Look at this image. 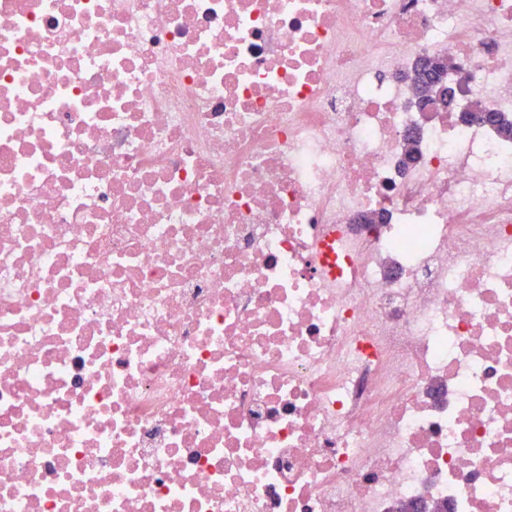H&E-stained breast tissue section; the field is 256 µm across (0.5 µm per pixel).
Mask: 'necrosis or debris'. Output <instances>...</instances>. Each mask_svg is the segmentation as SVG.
<instances>
[{
    "label": "necrosis or debris",
    "mask_w": 512,
    "mask_h": 512,
    "mask_svg": "<svg viewBox=\"0 0 512 512\" xmlns=\"http://www.w3.org/2000/svg\"><path fill=\"white\" fill-rule=\"evenodd\" d=\"M434 56L512 120V0H0V512H512V140ZM451 63L448 59L437 57L425 61L412 78L414 85V95L409 101V106L418 112H436V104L441 101L444 94V87L437 83L423 85L416 81L418 73L439 69L449 72Z\"/></svg>",
    "instance_id": "1"
}]
</instances>
